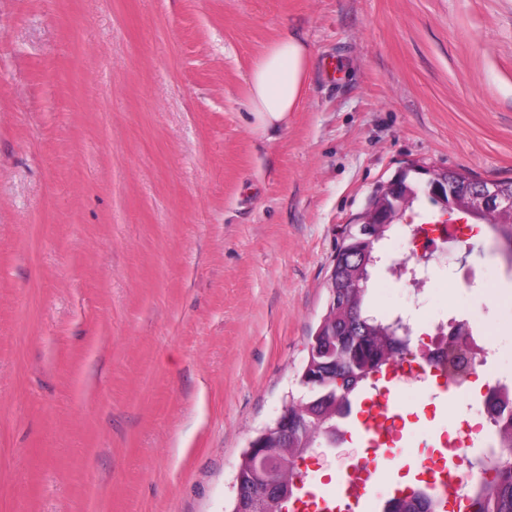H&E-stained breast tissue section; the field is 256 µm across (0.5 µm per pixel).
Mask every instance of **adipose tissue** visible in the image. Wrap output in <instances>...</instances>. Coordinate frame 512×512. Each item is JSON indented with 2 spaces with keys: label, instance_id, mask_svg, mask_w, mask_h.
<instances>
[{
  "label": "adipose tissue",
  "instance_id": "obj_1",
  "mask_svg": "<svg viewBox=\"0 0 512 512\" xmlns=\"http://www.w3.org/2000/svg\"><path fill=\"white\" fill-rule=\"evenodd\" d=\"M311 52L293 34L280 36L255 60L249 75L251 126L264 134L284 128L305 96Z\"/></svg>",
  "mask_w": 512,
  "mask_h": 512
}]
</instances>
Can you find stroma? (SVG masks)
<instances>
[{"mask_svg": "<svg viewBox=\"0 0 512 512\" xmlns=\"http://www.w3.org/2000/svg\"><path fill=\"white\" fill-rule=\"evenodd\" d=\"M288 31L307 91L260 135L249 71ZM411 167L512 180V0H0V512H229L250 439L301 392L337 242ZM463 267L485 287L459 291ZM429 268L420 298L375 269V311L427 336L456 309L497 359L462 393L396 391L369 512L512 383L493 236ZM353 427L307 484L365 459Z\"/></svg>", "mask_w": 512, "mask_h": 512, "instance_id": "1", "label": "stroma"}]
</instances>
